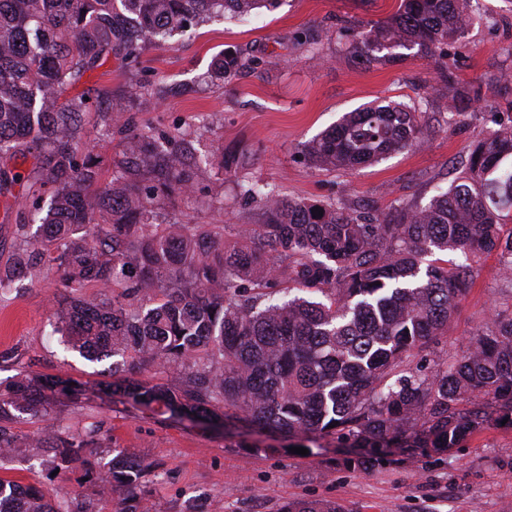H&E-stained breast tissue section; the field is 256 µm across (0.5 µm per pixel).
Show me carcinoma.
<instances>
[{
  "label": "carcinoma",
  "instance_id": "1",
  "mask_svg": "<svg viewBox=\"0 0 512 512\" xmlns=\"http://www.w3.org/2000/svg\"><path fill=\"white\" fill-rule=\"evenodd\" d=\"M276 0H0V162L33 156L28 205L31 250L0 272V292L35 265L57 274L53 332L90 362L153 368L163 383L125 376L111 383L127 402L197 420H243L291 436L338 434L371 449L454 448L498 415L512 425V317L495 316L459 358L436 354L471 288L473 267L451 264L494 253L512 275V131L495 133L465 159L460 180L413 210L349 211L335 202L288 200L265 185H239L264 201V221L231 228L185 224L164 211L197 198L202 170L235 158L195 155L176 134L157 135L107 106L123 135L124 160L104 178L101 154L79 139L90 112L65 95L82 71L116 48L182 34L211 13L248 18ZM463 0H401L391 23L355 35L356 49L417 45L444 58L462 33ZM241 68L229 54L216 72ZM417 108L372 103L346 114L301 152L326 171H354L419 146ZM91 284L83 299L73 293ZM86 398L80 382L20 373L0 384V461L48 458L122 498L116 512H148L142 478L152 467L119 451L90 461L101 425L57 423L20 440L17 419L49 418ZM0 512H91L52 501L40 487L0 478ZM284 512H341L321 501Z\"/></svg>",
  "mask_w": 512,
  "mask_h": 512
}]
</instances>
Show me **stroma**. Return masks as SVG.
Segmentation results:
<instances>
[{"mask_svg": "<svg viewBox=\"0 0 512 512\" xmlns=\"http://www.w3.org/2000/svg\"><path fill=\"white\" fill-rule=\"evenodd\" d=\"M399 0H281L248 20L212 16L171 41L146 45L139 57L116 54L87 71L75 92L112 100L137 128L183 134L200 153L238 151L232 172L213 168L199 180L198 201L168 204L191 224L238 226L262 221L261 202L241 205L238 186L254 180L290 199L344 206L412 209L428 205L451 184L480 141L512 130V0H467L473 20L448 43L447 67L460 85L476 91L456 113L438 66L419 47L400 49L398 61L362 58L354 31L390 22ZM248 61L235 76H214L218 57ZM415 105L424 143L352 172L313 167L301 147L345 113L373 100ZM83 141L107 163L120 158V137L101 111L82 123ZM21 186L0 194V271L27 247L28 209ZM52 276L25 277L0 296V380L18 371L86 383L109 380L107 363L64 351L51 336ZM512 316V283L496 256L473 266L472 285L448 325L437 354L461 356L494 315ZM61 424L102 425L98 456L119 449L153 463L146 478L151 512H282L291 501L320 500L342 512H512V425L489 422L460 447L443 453L397 449L383 463L350 467V442L319 439L311 453L294 449L300 438L254 431L243 422L209 425L134 408L94 393L78 408L58 412ZM80 472L49 479L38 459L0 463V478L48 489L55 500L82 497L92 512H114L116 498L81 483Z\"/></svg>", "mask_w": 512, "mask_h": 512, "instance_id": "stroma-1", "label": "stroma"}]
</instances>
